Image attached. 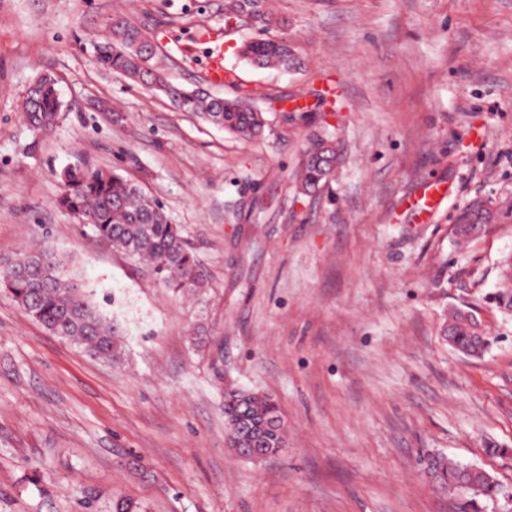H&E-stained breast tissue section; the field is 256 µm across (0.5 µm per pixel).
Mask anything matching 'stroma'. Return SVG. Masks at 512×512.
<instances>
[{"instance_id":"obj_1","label":"stroma","mask_w":512,"mask_h":512,"mask_svg":"<svg viewBox=\"0 0 512 512\" xmlns=\"http://www.w3.org/2000/svg\"><path fill=\"white\" fill-rule=\"evenodd\" d=\"M304 62L256 69L224 0H0V257L48 242L72 258L121 334L90 356L0 288V512H461L421 457L494 475L477 512H512V315L488 304L512 257V216L460 240L457 215L512 203V0H272ZM144 27L166 75L232 98L262 134L242 139L100 70L113 15ZM223 54L233 82L204 73ZM57 81L56 125L22 102ZM287 98L344 148L331 181L294 193L306 131ZM108 99L111 115L90 108ZM117 171L181 227L204 286L177 293L98 240L57 198L63 171ZM450 193L422 224L403 202ZM474 310L482 357L441 335ZM273 396L286 446L253 462L228 446L224 394ZM509 447L487 454L486 443Z\"/></svg>"}]
</instances>
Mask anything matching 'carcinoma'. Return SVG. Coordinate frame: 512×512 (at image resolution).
I'll list each match as a JSON object with an SVG mask.
<instances>
[{"mask_svg": "<svg viewBox=\"0 0 512 512\" xmlns=\"http://www.w3.org/2000/svg\"><path fill=\"white\" fill-rule=\"evenodd\" d=\"M224 13L246 15L258 35L240 47L243 60L255 68L297 70L301 60L288 39L270 38V29L288 26L287 18L275 15L268 0H224ZM156 50L150 36L140 25L124 18L112 19V29L93 44V58L105 71L137 74L152 91L164 94L182 112L221 126L241 138L260 135L265 127L263 112L253 103L249 91L227 99L204 89H186L169 81L152 57ZM36 100L26 110L35 130L53 124L61 102L55 80L43 75L36 80ZM339 150L333 139L312 135L303 152L296 175V190L308 194L325 185L333 176ZM58 204L89 225L94 234L114 250L143 262L165 286L177 291H192L203 284L196 256L186 244L181 230L170 223L163 206L146 196L141 188L119 173L95 166L70 168L64 173ZM499 211L481 203L466 209L456 224V234L469 238L493 223ZM31 264L22 268L19 259L0 258V285L35 322L47 331L71 340L94 356L110 361L119 352V339L112 320L103 316L85 286L65 288L72 283L69 257L52 247H41L27 254ZM504 285L489 296V303L512 314V258L503 263ZM445 341L456 351L480 357L491 343L481 321L468 310L459 309L448 317L443 329ZM224 418L228 426L252 424L268 426L254 435L229 431L231 448H248L247 459L262 461L276 455L285 444L286 429L276 402L268 395L245 390L224 394ZM424 470L440 489L459 491L475 502L499 490L494 476L477 468L462 469L461 462L429 453Z\"/></svg>", "mask_w": 512, "mask_h": 512, "instance_id": "obj_1", "label": "carcinoma"}]
</instances>
